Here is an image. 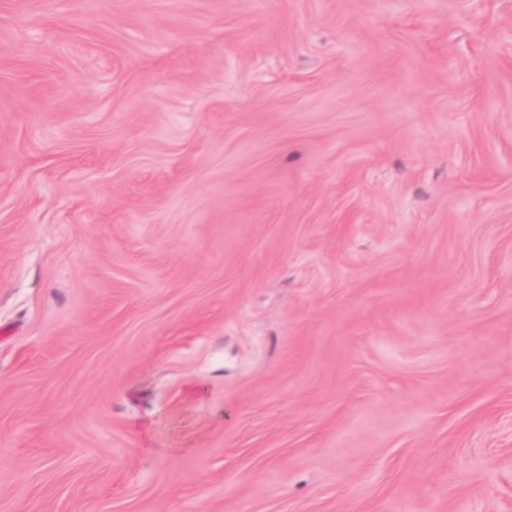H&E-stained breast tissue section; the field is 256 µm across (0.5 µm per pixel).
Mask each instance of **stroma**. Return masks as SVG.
<instances>
[{"mask_svg":"<svg viewBox=\"0 0 512 512\" xmlns=\"http://www.w3.org/2000/svg\"><path fill=\"white\" fill-rule=\"evenodd\" d=\"M0 512H512V0H0Z\"/></svg>","mask_w":512,"mask_h":512,"instance_id":"obj_1","label":"stroma"}]
</instances>
